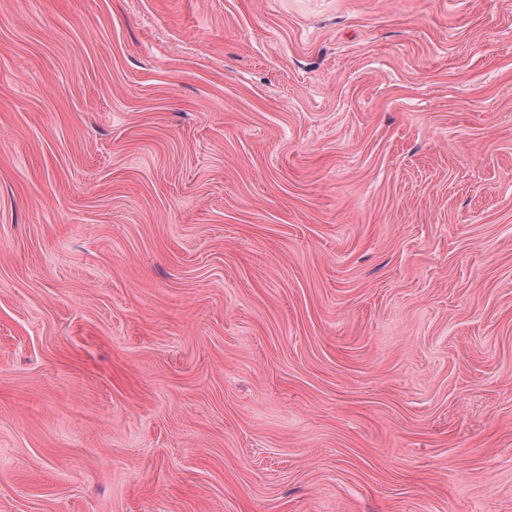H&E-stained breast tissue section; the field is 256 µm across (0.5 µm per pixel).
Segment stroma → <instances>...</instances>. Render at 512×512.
Instances as JSON below:
<instances>
[{
  "mask_svg": "<svg viewBox=\"0 0 512 512\" xmlns=\"http://www.w3.org/2000/svg\"><path fill=\"white\" fill-rule=\"evenodd\" d=\"M0 512H512V0H0Z\"/></svg>",
  "mask_w": 512,
  "mask_h": 512,
  "instance_id": "1",
  "label": "stroma"
}]
</instances>
